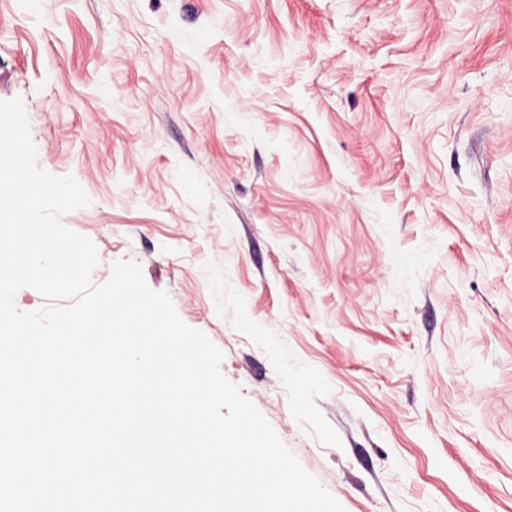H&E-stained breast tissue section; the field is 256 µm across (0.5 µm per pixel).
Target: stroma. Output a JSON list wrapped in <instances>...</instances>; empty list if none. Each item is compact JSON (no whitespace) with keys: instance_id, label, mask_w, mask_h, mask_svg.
Instances as JSON below:
<instances>
[{"instance_id":"35a3bbf8","label":"stroma","mask_w":512,"mask_h":512,"mask_svg":"<svg viewBox=\"0 0 512 512\" xmlns=\"http://www.w3.org/2000/svg\"><path fill=\"white\" fill-rule=\"evenodd\" d=\"M345 512H512V0H0V100Z\"/></svg>"}]
</instances>
